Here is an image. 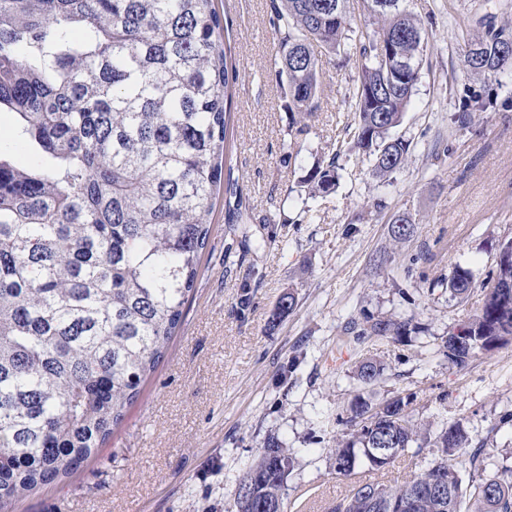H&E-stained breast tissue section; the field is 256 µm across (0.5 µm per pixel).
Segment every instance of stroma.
Masks as SVG:
<instances>
[{
    "mask_svg": "<svg viewBox=\"0 0 512 512\" xmlns=\"http://www.w3.org/2000/svg\"><path fill=\"white\" fill-rule=\"evenodd\" d=\"M214 5L236 71L227 148L250 221L236 223L215 201L182 326L124 421L75 474L8 512H233L238 480L271 435L295 455L288 512H329L347 486L329 449L359 393L376 403L413 394L415 424H460L488 468L512 463V342L462 370L439 352L480 306L512 239V74L477 78L463 67L480 17L512 30V0H402L421 19L427 49L394 130L412 152L383 178L365 156L332 154L356 62L324 65L320 108L287 161L293 117L274 63L270 0ZM477 94L490 105L461 122L463 102ZM331 160L335 191L308 199L301 176ZM400 218L412 228L404 240L393 235ZM459 268L477 286L467 301L429 289ZM288 292L293 311L271 324ZM367 317L410 319L423 331L403 342L346 334ZM365 358L382 367L367 387L355 376Z\"/></svg>",
    "mask_w": 512,
    "mask_h": 512,
    "instance_id": "35a3bbf8",
    "label": "stroma"
}]
</instances>
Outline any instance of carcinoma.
Listing matches in <instances>:
<instances>
[{
  "mask_svg": "<svg viewBox=\"0 0 512 512\" xmlns=\"http://www.w3.org/2000/svg\"><path fill=\"white\" fill-rule=\"evenodd\" d=\"M349 0H271L276 64L288 109L298 116L288 158L319 108L322 63L314 48L358 62L348 149L373 158L384 177L410 143L391 135L423 65L420 19L400 0H364L380 25L356 28ZM464 54L474 75L512 72V33L480 20ZM213 0H0V108L17 118L14 136L39 157L19 167L0 152V512L42 486L72 476L124 420L183 321L210 234L213 200L243 202L225 176L230 70ZM408 68L397 76L378 40ZM338 182L335 159L301 177L312 193ZM495 287L439 352L464 368L480 351L512 341V240L497 258ZM460 299L475 283L460 270L437 278ZM284 295L271 315L293 310ZM356 336L400 340L419 327L388 317L351 327ZM382 368L356 366L364 385ZM414 395L372 405L360 394L350 433L331 449L336 477L349 479L330 512H512V467L486 474L479 454L463 456L457 425L430 434L409 416ZM437 457L400 485L379 475L426 444ZM295 459L271 437L239 478L236 512H285Z\"/></svg>",
  "mask_w": 512,
  "mask_h": 512,
  "instance_id": "carcinoma-1",
  "label": "carcinoma"
}]
</instances>
